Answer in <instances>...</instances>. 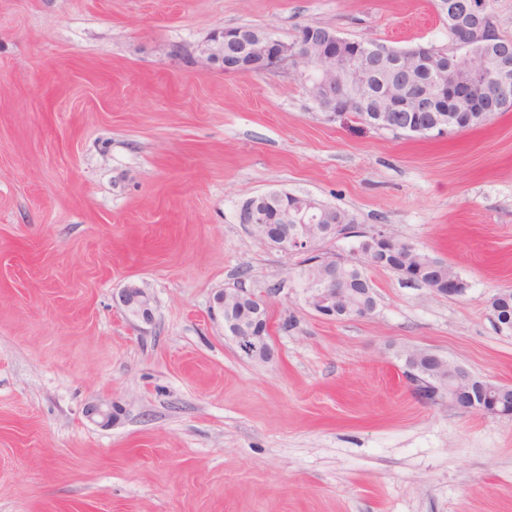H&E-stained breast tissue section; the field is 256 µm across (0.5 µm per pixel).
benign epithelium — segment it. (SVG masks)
<instances>
[{"label":"benign epithelium","mask_w":512,"mask_h":512,"mask_svg":"<svg viewBox=\"0 0 512 512\" xmlns=\"http://www.w3.org/2000/svg\"><path fill=\"white\" fill-rule=\"evenodd\" d=\"M448 33L462 55H450L436 46H420L410 52H378L361 41H349L333 27L307 26L296 39L285 43L270 32L248 27L224 29V72L261 73L285 61L293 63L298 79L312 101L334 121L349 112H368L376 126L409 130L420 134H450L459 128L464 112L484 114L512 103V81L505 73L512 69V41L494 37V24L487 0H439ZM494 84L500 94L493 101L478 90ZM318 201L302 196L291 207L281 206L277 216L281 227L271 231L274 220L265 203L253 198L240 208V221L270 247L285 253H313L324 239L356 237L359 247L353 254L368 259L377 268L389 267L410 277L411 254L406 245L395 252L393 238L382 230L358 233L352 230L346 213L330 210L323 218L309 217ZM350 262L341 256H317L319 287L306 289V303L318 316L339 320L368 318L376 310L374 290L365 291L364 304L354 306L345 289L338 285L339 266ZM453 268L438 284L427 283L435 295L464 293ZM122 306L145 322L151 319L150 299L140 288L120 292ZM268 303L263 297L254 307L256 318L249 324L224 318V328L241 348L253 346L259 353L271 354L268 342ZM490 318L497 332L512 333V291L503 290L490 301ZM402 377L412 391L430 404L445 401L460 412H480L494 417H512V386L472 374L448 358L428 349L412 347L401 353ZM448 368V385L423 377L427 368L422 359ZM101 425L112 421V409L92 404L85 411Z\"/></svg>","instance_id":"7a95c632"}]
</instances>
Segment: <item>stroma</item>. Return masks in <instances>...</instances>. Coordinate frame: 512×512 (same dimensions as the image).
Listing matches in <instances>:
<instances>
[{"label":"stroma","instance_id":"1","mask_svg":"<svg viewBox=\"0 0 512 512\" xmlns=\"http://www.w3.org/2000/svg\"><path fill=\"white\" fill-rule=\"evenodd\" d=\"M305 25L455 49L437 0H0V512H512V418L421 401L398 358L512 384L489 317L512 290V111L410 136L328 121L290 65L225 72L224 28ZM272 191L466 291L372 268V317H319L301 255L240 221ZM237 286L268 300V361L212 314ZM435 295L457 296L464 293L465 289L460 288L462 282L451 266L448 265V276L438 284L421 283ZM122 306L135 318L148 322L151 319L150 299L140 288H124L119 295Z\"/></svg>","mask_w":512,"mask_h":512}]
</instances>
